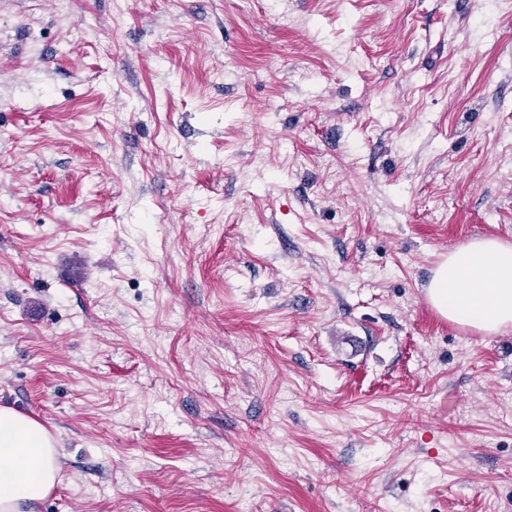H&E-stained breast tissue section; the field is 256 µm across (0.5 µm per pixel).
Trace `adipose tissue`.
<instances>
[{
	"instance_id": "ef3b65f1",
	"label": "adipose tissue",
	"mask_w": 512,
	"mask_h": 512,
	"mask_svg": "<svg viewBox=\"0 0 512 512\" xmlns=\"http://www.w3.org/2000/svg\"><path fill=\"white\" fill-rule=\"evenodd\" d=\"M427 299L445 318L485 333L512 328V244L469 243L434 269ZM56 437L0 405V512H36L59 483Z\"/></svg>"
}]
</instances>
